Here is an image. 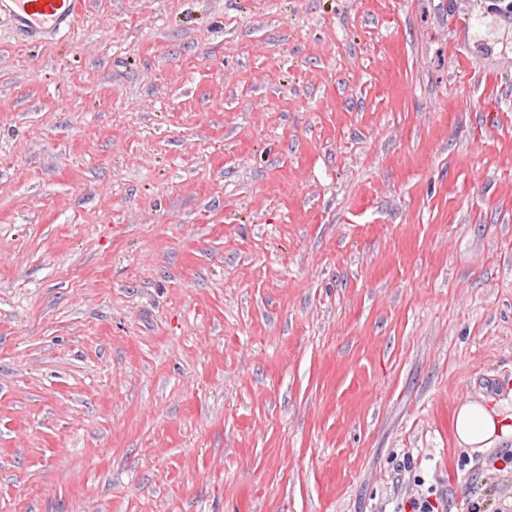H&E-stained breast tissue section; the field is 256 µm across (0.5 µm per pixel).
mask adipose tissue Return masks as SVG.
Listing matches in <instances>:
<instances>
[{"label": "adipose tissue", "mask_w": 512, "mask_h": 512, "mask_svg": "<svg viewBox=\"0 0 512 512\" xmlns=\"http://www.w3.org/2000/svg\"><path fill=\"white\" fill-rule=\"evenodd\" d=\"M454 431L459 445L486 448L499 436L512 433V418L498 413L489 402L466 398L456 409Z\"/></svg>", "instance_id": "1"}]
</instances>
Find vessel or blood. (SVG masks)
Instances as JSON below:
<instances>
[{"label": "vessel or blood", "instance_id": "1", "mask_svg": "<svg viewBox=\"0 0 512 512\" xmlns=\"http://www.w3.org/2000/svg\"><path fill=\"white\" fill-rule=\"evenodd\" d=\"M83 0H0V17H7L16 29L43 34L70 26Z\"/></svg>", "mask_w": 512, "mask_h": 512}]
</instances>
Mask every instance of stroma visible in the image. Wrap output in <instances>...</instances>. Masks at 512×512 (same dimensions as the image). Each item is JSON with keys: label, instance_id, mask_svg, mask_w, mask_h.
I'll list each match as a JSON object with an SVG mask.
<instances>
[{"label": "stroma", "instance_id": "obj_1", "mask_svg": "<svg viewBox=\"0 0 512 512\" xmlns=\"http://www.w3.org/2000/svg\"><path fill=\"white\" fill-rule=\"evenodd\" d=\"M512 12L88 0L0 26V512L512 506ZM83 0H1L0 18L34 35L59 31L75 20ZM511 417L502 416L488 401L464 398L455 417L454 431L457 442L465 448H487L501 435L512 434Z\"/></svg>", "mask_w": 512, "mask_h": 512}]
</instances>
